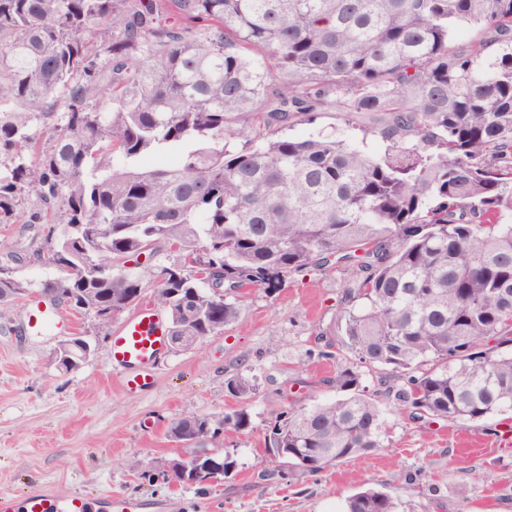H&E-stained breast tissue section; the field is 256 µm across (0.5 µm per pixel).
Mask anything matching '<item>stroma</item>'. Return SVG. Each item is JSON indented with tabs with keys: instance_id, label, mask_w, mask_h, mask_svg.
<instances>
[{
	"instance_id": "35a3bbf8",
	"label": "stroma",
	"mask_w": 512,
	"mask_h": 512,
	"mask_svg": "<svg viewBox=\"0 0 512 512\" xmlns=\"http://www.w3.org/2000/svg\"><path fill=\"white\" fill-rule=\"evenodd\" d=\"M38 225L19 219L0 224V264L13 266L33 293L0 306V493L55 490L104 504L129 495L145 512H342L346 498L367 486L387 490L399 512H512V414L465 425L412 420L394 397L380 395L385 432L381 448L313 477L265 479L264 436L273 414L289 402L312 404L332 397L327 381L354 356L340 350L319 357L317 338L333 333L346 304L349 273L343 265L288 276L273 292L249 288L238 319L190 348H166L153 370L149 392L132 396L124 373L112 364V335L124 321L100 325L90 315L57 312L60 329L33 332L25 309L39 302L41 282L61 269L38 259ZM15 253L27 254L12 264ZM178 254L160 248L131 258L139 279V307H154L162 268ZM82 333L92 354L80 368L57 371L53 354L64 337ZM252 378V427L210 443L214 456L236 467L218 481L183 487L158 476L169 459L191 455L171 440L169 429L192 415L222 418L237 400L230 378ZM141 461L153 479L130 469Z\"/></svg>"
}]
</instances>
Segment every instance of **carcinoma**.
<instances>
[{"mask_svg": "<svg viewBox=\"0 0 512 512\" xmlns=\"http://www.w3.org/2000/svg\"><path fill=\"white\" fill-rule=\"evenodd\" d=\"M328 112L361 144L284 134ZM172 147L175 163L139 165ZM30 196L67 273L41 294L124 307L140 282L116 263L164 247L183 264L156 302L180 335L236 321L246 285L350 268L339 337L317 340L358 364L264 438L299 475L381 447L365 369L397 373L414 420L512 409V0H0V224ZM197 263L224 270V293ZM28 287L0 265V305ZM222 422L249 430L248 407ZM396 509L370 487L344 512Z\"/></svg>", "mask_w": 512, "mask_h": 512, "instance_id": "1", "label": "carcinoma"}]
</instances>
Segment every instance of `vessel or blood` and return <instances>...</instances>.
<instances>
[{"mask_svg":"<svg viewBox=\"0 0 512 512\" xmlns=\"http://www.w3.org/2000/svg\"><path fill=\"white\" fill-rule=\"evenodd\" d=\"M166 346V323L156 310L142 308L132 314L114 333L112 362L125 369L123 387L127 394L140 395L152 385V368ZM88 501L37 491L19 498L0 494V512H90Z\"/></svg>","mask_w":512,"mask_h":512,"instance_id":"vessel-or-blood-1","label":"vessel or blood"}]
</instances>
